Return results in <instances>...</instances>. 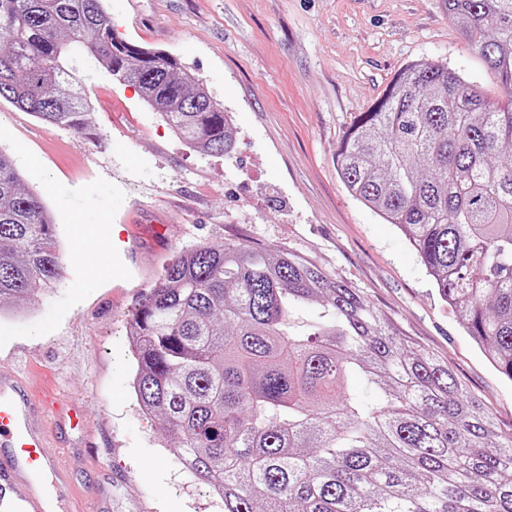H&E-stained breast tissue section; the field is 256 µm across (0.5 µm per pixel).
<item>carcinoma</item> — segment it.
Listing matches in <instances>:
<instances>
[{
    "label": "carcinoma",
    "instance_id": "1",
    "mask_svg": "<svg viewBox=\"0 0 512 512\" xmlns=\"http://www.w3.org/2000/svg\"><path fill=\"white\" fill-rule=\"evenodd\" d=\"M499 79L400 71L336 153L346 187L416 251L442 301L512 382V0H443ZM140 89L187 147L228 156L231 117L177 61L115 32L104 0H0V100L84 130L66 55ZM0 151V315L60 272L52 214ZM318 306L306 320L297 310ZM141 409L224 512H512V434L448 362L315 260L241 245L182 250L135 309Z\"/></svg>",
    "mask_w": 512,
    "mask_h": 512
}]
</instances>
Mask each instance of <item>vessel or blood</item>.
I'll return each instance as SVG.
<instances>
[{
  "label": "vessel or blood",
  "instance_id": "b4317fda",
  "mask_svg": "<svg viewBox=\"0 0 512 512\" xmlns=\"http://www.w3.org/2000/svg\"><path fill=\"white\" fill-rule=\"evenodd\" d=\"M47 406L18 374L0 373V512H61L68 474L51 449Z\"/></svg>",
  "mask_w": 512,
  "mask_h": 512
}]
</instances>
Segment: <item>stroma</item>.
<instances>
[{
    "mask_svg": "<svg viewBox=\"0 0 512 512\" xmlns=\"http://www.w3.org/2000/svg\"><path fill=\"white\" fill-rule=\"evenodd\" d=\"M120 37L168 53L233 119L231 156L186 147L90 54L77 65L94 112L75 132L0 101V145L42 197L62 242L61 275L31 310L0 318V371L35 396L80 408L84 433L53 417L71 475L67 512H221L144 415L129 322L180 251L285 247L353 283L405 336L447 361L512 433V382L443 303L411 246L353 197L336 152L354 118L406 65L432 60L502 89L441 0H105ZM109 274L86 286L77 243Z\"/></svg>",
    "mask_w": 512,
    "mask_h": 512,
    "instance_id": "stroma-1",
    "label": "stroma"
}]
</instances>
